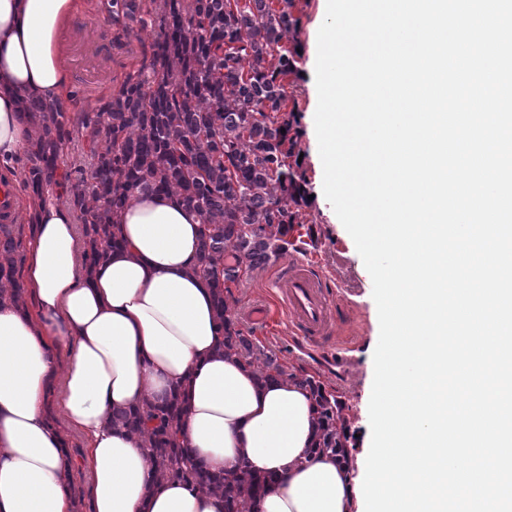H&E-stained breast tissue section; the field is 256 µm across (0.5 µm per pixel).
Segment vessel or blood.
I'll list each match as a JSON object with an SVG mask.
<instances>
[{
    "instance_id": "b4317fda",
    "label": "vessel or blood",
    "mask_w": 512,
    "mask_h": 512,
    "mask_svg": "<svg viewBox=\"0 0 512 512\" xmlns=\"http://www.w3.org/2000/svg\"><path fill=\"white\" fill-rule=\"evenodd\" d=\"M269 285L276 288L280 300L274 314L302 349L332 352L341 364L351 363L355 343L338 333L340 312L357 307L347 288L314 260L297 255L288 264L273 267ZM274 314L263 305L247 311L249 320L262 324Z\"/></svg>"
}]
</instances>
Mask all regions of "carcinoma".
<instances>
[{
	"instance_id": "cac0c4a2",
	"label": "carcinoma",
	"mask_w": 512,
	"mask_h": 512,
	"mask_svg": "<svg viewBox=\"0 0 512 512\" xmlns=\"http://www.w3.org/2000/svg\"><path fill=\"white\" fill-rule=\"evenodd\" d=\"M295 0H111L113 41L148 23L157 25L149 57L126 75L118 91L85 112L79 126L90 137V162L78 167L67 204L88 239L85 264L94 265L120 245L114 218L134 193L172 194L202 221L196 274L210 280L224 321V354L254 367L262 377L285 376L275 355L254 352L236 329L230 288L246 270L265 268L297 250L304 190L289 159L294 112L284 82L295 73L288 45ZM30 123L24 186L41 199L58 176L61 153L71 142V123L59 101L26 99ZM20 244L12 225L0 224V301L18 305ZM325 425L318 451L339 431L338 401L315 394ZM182 411L175 401L152 402L112 414V424L144 438L156 472L193 488L222 492L228 512H248L266 480L243 464L215 476L185 465L177 441Z\"/></svg>"
}]
</instances>
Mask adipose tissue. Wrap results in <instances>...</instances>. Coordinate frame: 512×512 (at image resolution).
Returning <instances> with one entry per match:
<instances>
[{
  "label": "adipose tissue",
  "mask_w": 512,
  "mask_h": 512,
  "mask_svg": "<svg viewBox=\"0 0 512 512\" xmlns=\"http://www.w3.org/2000/svg\"><path fill=\"white\" fill-rule=\"evenodd\" d=\"M74 10V0H0V172L31 134L22 99H60L70 82L60 34ZM29 221L24 286L38 311L0 305V512H74L65 440L43 413L56 374L58 404L86 440L92 512H226L222 494L159 479L141 438L110 422L113 410L172 396L195 466L220 474L245 461L273 476L253 512H357L349 463L312 451L309 387L224 356L214 292L193 273L195 211L134 195L117 219L120 246L90 270L69 207L32 202Z\"/></svg>",
  "instance_id": "adipose-tissue-1"
}]
</instances>
